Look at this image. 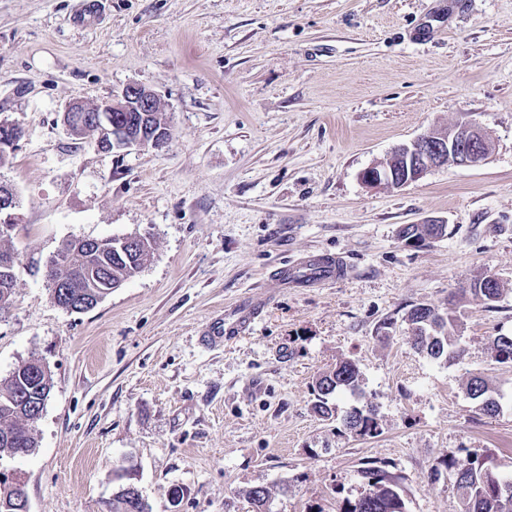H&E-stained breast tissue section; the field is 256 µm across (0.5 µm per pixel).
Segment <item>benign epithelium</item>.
Returning <instances> with one entry per match:
<instances>
[{
  "label": "benign epithelium",
  "instance_id": "benign-epithelium-1",
  "mask_svg": "<svg viewBox=\"0 0 512 512\" xmlns=\"http://www.w3.org/2000/svg\"><path fill=\"white\" fill-rule=\"evenodd\" d=\"M159 96L139 83H128L112 98L99 104L87 106L82 102H71L63 112V124L68 130L95 124L97 147L105 152L159 148L171 135L170 126L156 129L145 121L134 117L136 112H161ZM20 127L13 122L0 121V152L14 151ZM489 141L488 134L477 123L463 122L442 132L440 139L431 133L423 134L408 144L399 146L405 160H414L415 170H406L405 177L397 180L394 170L378 164L367 167L361 173L363 183L369 188H384L400 182L404 186L410 179L422 178L427 172L448 164L471 167L487 160L482 144ZM16 201L13 193L0 186V233L10 234L16 224L13 210ZM0 489L15 497L19 512H29V500L23 477L16 472H0Z\"/></svg>",
  "mask_w": 512,
  "mask_h": 512
}]
</instances>
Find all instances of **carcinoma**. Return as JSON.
Returning <instances> with one entry per match:
<instances>
[{"mask_svg": "<svg viewBox=\"0 0 512 512\" xmlns=\"http://www.w3.org/2000/svg\"><path fill=\"white\" fill-rule=\"evenodd\" d=\"M403 241L413 240V245L420 246L429 239L443 236L435 224H406L399 232ZM152 244L149 238L136 236L135 248H115L112 254L100 257L83 249L72 247L67 242L58 249L66 254V260L54 263L45 271V279L51 297L58 306L67 304L81 309V302L99 295H108V285L123 284L133 277L147 261ZM90 266L102 268L103 276L98 280L86 277L85 270ZM493 286L479 288L472 284L465 290L469 298L483 305L488 310L496 308L503 288L494 275H487ZM16 276L0 273V301L9 305L13 302ZM405 321L416 325L411 339L413 347L435 360L455 359L463 353L459 346L456 331L458 317L442 313L429 305L418 304L406 314ZM492 352L498 362H512V336L500 335L492 341ZM53 384H40L27 372L10 375L0 383V460L29 454L37 446L34 436V424L40 418L41 410L25 407L21 400L24 395L50 397ZM347 391L357 400L364 398L360 384V371L351 360H341L336 366L322 373L313 385L315 401L313 411L321 418L330 417L329 399L335 393ZM467 393L473 400L483 403L482 410L496 413L498 405L489 400L487 382L479 377H472L467 384ZM345 429H360L358 435L374 437L380 433L377 413L362 405L348 412L343 419ZM445 467L455 477L460 491L462 512H512V505L507 507L499 494V487H512V479H505L496 474L490 476L480 458L468 453L460 459H450ZM368 478V491L360 498L347 500L340 512H404V502L397 490L396 477L379 467L371 466L364 470ZM120 483L109 502V512H151L149 504L142 498L133 502L126 498L130 483L123 481L124 474L117 475Z\"/></svg>", "mask_w": 512, "mask_h": 512, "instance_id": "obj_1", "label": "carcinoma"}]
</instances>
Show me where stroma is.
Returning <instances> with one entry per match:
<instances>
[{
	"instance_id": "obj_1",
	"label": "stroma",
	"mask_w": 512,
	"mask_h": 512,
	"mask_svg": "<svg viewBox=\"0 0 512 512\" xmlns=\"http://www.w3.org/2000/svg\"><path fill=\"white\" fill-rule=\"evenodd\" d=\"M0 0V120L22 137L0 183L17 198L13 304L0 312V381L44 360L53 389L37 447L0 460L30 512H107L128 469L152 512H338L362 470L398 476L405 512H461L442 463L476 452L512 478V0ZM155 91L171 126L157 149L104 152L61 123L129 83ZM475 120L492 153L399 189L360 179L424 133ZM444 221L415 247L406 224ZM140 233L142 270L87 312L54 303L45 266L62 244ZM348 277L269 292L314 254ZM491 273L496 310L461 293ZM461 298L462 355L418 353L402 315ZM250 334L204 333L239 301ZM397 323L378 336L387 318ZM354 361L381 435L312 410L317 376ZM484 377L501 405L481 410ZM467 393L473 400H478L480 405L483 403L481 409L487 413H496L498 405L494 401L485 402L489 398V387L487 382L479 376L472 377L467 384Z\"/></svg>"
}]
</instances>
